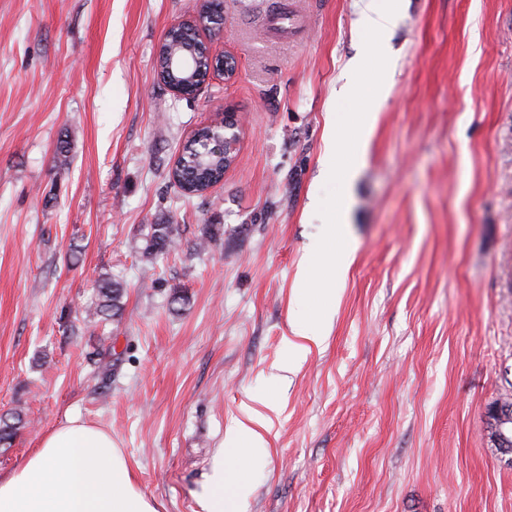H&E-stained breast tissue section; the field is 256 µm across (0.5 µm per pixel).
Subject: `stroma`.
Here are the masks:
<instances>
[{"instance_id":"obj_1","label":"stroma","mask_w":512,"mask_h":512,"mask_svg":"<svg viewBox=\"0 0 512 512\" xmlns=\"http://www.w3.org/2000/svg\"><path fill=\"white\" fill-rule=\"evenodd\" d=\"M199 5L0 0V415L24 422L0 474L77 417L159 512H198L227 432L271 401L239 512H512L488 431L512 400V0H404L382 38L363 0H224L202 39L237 73L185 100L157 53ZM362 50L389 91L347 185L323 173L327 129L351 162ZM226 107L237 159L184 198L169 171ZM168 221L174 244L144 257ZM333 223L354 246L337 279ZM203 224L223 228L206 249ZM102 277L123 310L92 321ZM296 312L325 338L295 363ZM148 232L143 239V255L156 257L164 253L174 242L178 231V224H150Z\"/></svg>"}]
</instances>
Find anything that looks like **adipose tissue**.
Masks as SVG:
<instances>
[{"label":"adipose tissue","instance_id":"ef3b65f1","mask_svg":"<svg viewBox=\"0 0 512 512\" xmlns=\"http://www.w3.org/2000/svg\"><path fill=\"white\" fill-rule=\"evenodd\" d=\"M244 479L216 461L199 512H235ZM0 512H158L111 436L79 419L47 432L37 450L0 475Z\"/></svg>","mask_w":512,"mask_h":512}]
</instances>
